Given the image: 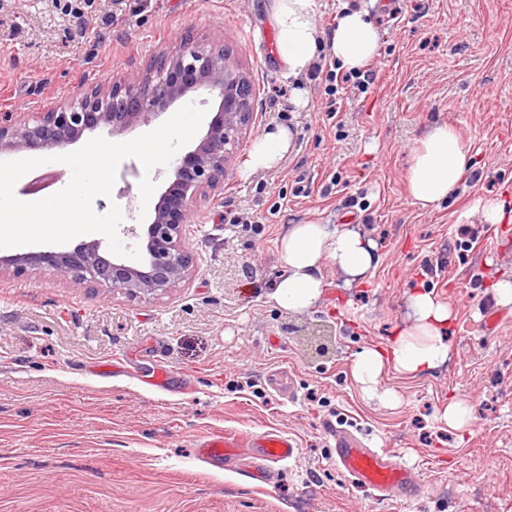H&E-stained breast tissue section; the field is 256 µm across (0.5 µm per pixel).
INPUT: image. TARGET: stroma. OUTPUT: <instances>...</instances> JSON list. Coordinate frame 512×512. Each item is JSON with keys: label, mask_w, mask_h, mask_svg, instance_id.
Masks as SVG:
<instances>
[{"label": "stroma", "mask_w": 512, "mask_h": 512, "mask_svg": "<svg viewBox=\"0 0 512 512\" xmlns=\"http://www.w3.org/2000/svg\"><path fill=\"white\" fill-rule=\"evenodd\" d=\"M397 5L392 21L379 0H317L319 31L350 8L380 32L374 85L331 120L320 110L324 78L289 76L277 53L248 39L274 29L273 0H0V113L47 111L188 34L224 45L252 81L256 112L223 189L185 235L191 266L178 288L133 300L53 271L0 273V512H512V305L494 295L512 280V0ZM297 88L306 107L292 101ZM442 123L471 166L448 202L422 210L406 173ZM277 125L291 130L293 150L245 174L253 141ZM169 173L124 159L111 197L94 199L99 214L121 207L126 246L146 227L140 180L150 175L161 193ZM302 174L343 187L303 197ZM491 200L505 224L484 221ZM228 212L251 228L225 223ZM306 221L359 231L378 264L360 282L325 264L321 300L298 314L270 295L282 272L277 240ZM417 288L452 309V355L417 378L388 373L402 402L383 408L363 399L352 363L412 323ZM494 310L506 319L491 330ZM129 352V372H100ZM160 364L173 392L140 382ZM277 370L292 375L294 398L267 384ZM455 397L471 409L463 434L435 418ZM329 420L402 453L421 493L378 500L349 480L333 461ZM224 429L285 430L298 452L253 487L198 461L197 439Z\"/></svg>", "instance_id": "1"}]
</instances>
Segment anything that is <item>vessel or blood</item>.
I'll use <instances>...</instances> for the list:
<instances>
[{"mask_svg":"<svg viewBox=\"0 0 512 512\" xmlns=\"http://www.w3.org/2000/svg\"><path fill=\"white\" fill-rule=\"evenodd\" d=\"M325 431L334 448L337 468L371 489L376 498L406 500L420 494L421 485L413 481L398 451L369 447L352 431L330 421ZM297 448L296 441L284 431L260 430L244 437L212 433L197 441L196 456L213 468L242 471L251 483L260 485L266 483L275 467L288 463Z\"/></svg>","mask_w":512,"mask_h":512,"instance_id":"b4317fda","label":"vessel or blood"}]
</instances>
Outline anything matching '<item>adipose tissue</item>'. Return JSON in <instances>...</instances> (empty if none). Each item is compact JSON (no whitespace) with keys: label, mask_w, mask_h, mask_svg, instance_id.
<instances>
[{"label":"adipose tissue","mask_w":512,"mask_h":512,"mask_svg":"<svg viewBox=\"0 0 512 512\" xmlns=\"http://www.w3.org/2000/svg\"><path fill=\"white\" fill-rule=\"evenodd\" d=\"M316 0H274L277 52L290 75L309 71L319 56L320 32L315 23ZM329 51L341 67L360 70L375 56L379 31L366 12L348 11L338 20ZM293 148L292 136L279 128L266 132L248 151L246 172L269 170ZM470 157L455 129L435 126L415 150L407 176V195L412 205L427 210L445 203L457 191ZM278 251L284 272L275 284V303L302 313L322 296L324 263L360 280L375 268L378 258L361 236L327 224L288 225L279 239ZM415 318L392 336L386 348L360 351L352 365V377L364 398L387 407L400 403L396 391L384 385L388 373L415 377L444 364L451 346L445 335L452 310L433 292L413 290L409 296Z\"/></svg>","instance_id":"1"}]
</instances>
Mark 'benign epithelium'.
Masks as SVG:
<instances>
[{
    "label": "benign epithelium",
    "mask_w": 512,
    "mask_h": 512,
    "mask_svg": "<svg viewBox=\"0 0 512 512\" xmlns=\"http://www.w3.org/2000/svg\"><path fill=\"white\" fill-rule=\"evenodd\" d=\"M206 88L220 98L217 112L184 164L154 207L144 240V261L137 266L100 254L93 243L73 251L40 250L0 256V271L9 268L52 270L78 283L106 286L132 299L162 295L187 276L191 258L183 236L195 223L198 203L224 186V174L243 131L253 119V86L222 50L205 49L190 39L160 52L144 69L127 73L110 86L78 93L46 112L0 114V155L31 150L62 151L85 133L112 132L152 116Z\"/></svg>",
    "instance_id": "7a95c632"
}]
</instances>
